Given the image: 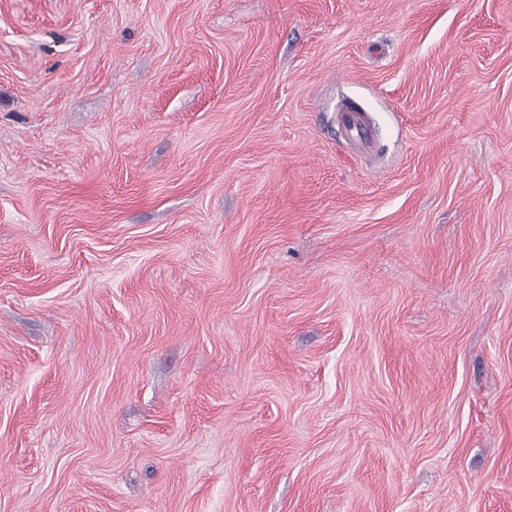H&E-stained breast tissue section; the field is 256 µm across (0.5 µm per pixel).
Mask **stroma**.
Instances as JSON below:
<instances>
[{"mask_svg":"<svg viewBox=\"0 0 512 512\" xmlns=\"http://www.w3.org/2000/svg\"><path fill=\"white\" fill-rule=\"evenodd\" d=\"M0 512H512V0H0Z\"/></svg>","mask_w":512,"mask_h":512,"instance_id":"35a3bbf8","label":"stroma"}]
</instances>
